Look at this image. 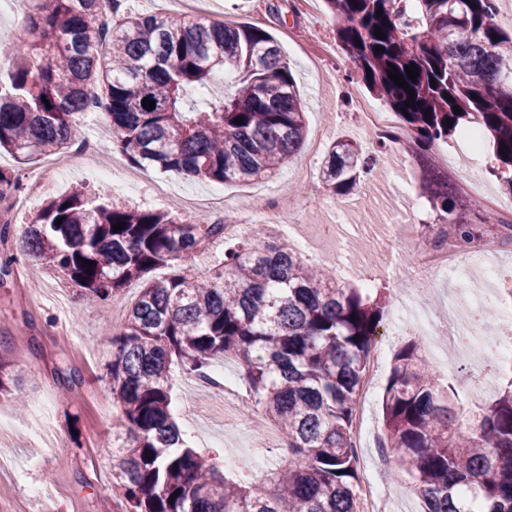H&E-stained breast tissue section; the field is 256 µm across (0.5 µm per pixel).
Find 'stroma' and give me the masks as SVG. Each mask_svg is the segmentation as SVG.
<instances>
[{
	"instance_id": "35a3bbf8",
	"label": "stroma",
	"mask_w": 512,
	"mask_h": 512,
	"mask_svg": "<svg viewBox=\"0 0 512 512\" xmlns=\"http://www.w3.org/2000/svg\"><path fill=\"white\" fill-rule=\"evenodd\" d=\"M293 2L208 0L196 18L205 23H247L270 32L278 40L304 96L309 137H323L328 144L344 138L361 141L369 172L358 189L359 195L376 192L382 185L390 186L399 199L401 212L395 215L341 209L340 197L322 189L320 165L304 168V157L300 154L272 177L224 184V211L239 218L254 212L261 201L259 188H272L287 199L291 221L267 225V233L284 240L301 232L315 235L320 224L337 225L338 240L332 257L311 251L304 254L307 262L334 268L346 263L347 245L372 232L374 225L397 223L402 215L415 223L432 224L439 214L418 189L417 157L422 152L416 143H396L385 151L373 147L351 118L335 79L301 64V33L320 29L324 41L332 46L336 43V24L322 0H315L308 12L294 8ZM100 158L103 163L120 165L148 180L167 179L172 194L164 200L153 199L141 189L124 193V201L142 209L181 217L185 214L181 197L203 195L215 187L210 180L185 179L137 167L123 154L105 148ZM57 178V184L46 191V198L76 188L97 201L112 195L111 188L94 189L83 160L77 156L58 172ZM313 188L322 191L321 205L309 214L305 201ZM362 261L367 265L380 263L382 274L375 282L376 287L401 288L400 275L408 260L399 247L372 245L370 251L364 252ZM136 293V288L130 287L109 305H89L65 281L40 269L33 260L20 276L0 279V326L7 328L15 339L7 352L14 383L10 392L0 397V417L16 426L7 444L0 446V456L9 460L8 470L0 475V512H98L102 501L111 495L116 411L106 369L112 359L107 332L117 319L125 316ZM61 366L77 369L85 378L73 393H65L59 386L56 370ZM476 368L487 379L488 387L476 401L470 394L459 393L458 410L466 412L476 402L491 401L512 379V359L506 357L478 363L464 360L458 363L457 373L464 378ZM172 395L176 420L189 444L223 459L226 476L253 478L279 466L281 451L252 447L246 429L247 414H240L237 428L224 431L216 425L192 422L188 416L189 411L201 410L222 417L223 401L197 397L189 379L177 381Z\"/></svg>"
}]
</instances>
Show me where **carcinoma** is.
Returning <instances> with one entry per match:
<instances>
[{
  "label": "carcinoma",
  "mask_w": 512,
  "mask_h": 512,
  "mask_svg": "<svg viewBox=\"0 0 512 512\" xmlns=\"http://www.w3.org/2000/svg\"><path fill=\"white\" fill-rule=\"evenodd\" d=\"M101 2L30 0L24 29L32 39L0 46V56L14 58L0 77L1 152L19 164L57 155L73 144L78 117L103 105L113 132L107 149L163 172L247 182L297 153L305 112L268 31L145 16L124 0H108L107 21ZM499 2L323 0L356 75L415 141L491 136L490 173L512 195V29L502 26ZM413 63L415 82L405 70ZM393 65L415 92L413 108L388 76ZM221 72L231 85L204 98ZM97 85L105 97L91 92ZM361 155L351 140L330 146L322 170L329 193H353L367 173ZM424 168L423 195L453 213L448 175ZM22 189L20 169L0 167V202ZM117 223L124 228L114 232ZM230 223L116 199L96 204L77 189L20 227L22 255L64 275L91 305L139 285L124 320L109 329L107 375L119 409L112 484L125 512H357L350 428L391 294L363 296L265 237L262 225L227 240ZM454 223L461 250L481 239L480 225L462 216ZM217 240L227 242L224 259L202 278L195 260ZM161 268L165 275H154ZM223 357L242 366L254 404L286 442L287 462L252 482L230 480L217 459L188 446L173 414L174 374L202 375ZM83 382L75 369L59 376L67 392ZM455 397L416 343L402 347L384 388L381 447L413 477L409 492L424 512H512V381L463 430Z\"/></svg>",
  "instance_id": "carcinoma-1"
}]
</instances>
